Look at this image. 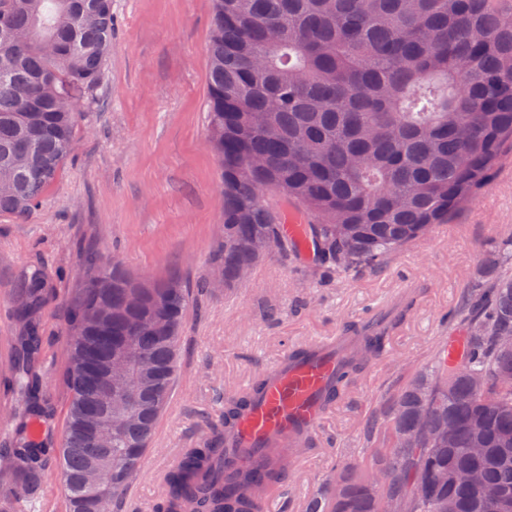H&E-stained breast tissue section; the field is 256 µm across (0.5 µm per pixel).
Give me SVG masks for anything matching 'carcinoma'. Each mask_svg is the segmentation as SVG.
Segmentation results:
<instances>
[{"label":"carcinoma","mask_w":512,"mask_h":512,"mask_svg":"<svg viewBox=\"0 0 512 512\" xmlns=\"http://www.w3.org/2000/svg\"><path fill=\"white\" fill-rule=\"evenodd\" d=\"M112 43V0H0V215L25 220L74 149ZM207 125L224 185V287L265 256L300 254L283 234L304 215L315 260L377 265L484 188L512 147V0H214ZM32 271L16 289L21 327L11 379L24 411L0 448V507L38 512L33 478L48 452L41 312ZM194 290L147 284L115 259H90L70 303L58 383L68 393L60 442L69 512H118L169 402ZM462 349L392 401L387 444L307 512H497L512 497V279L469 305ZM392 321L353 330L336 377L348 389L385 344ZM112 364V435L91 413ZM465 363L481 383L455 374ZM224 405V430L188 448L167 478L162 512H261L264 485L288 455L261 454L224 473V439L261 391ZM478 469L476 487L441 479ZM453 510H448V504Z\"/></svg>","instance_id":"cac0c4a2"}]
</instances>
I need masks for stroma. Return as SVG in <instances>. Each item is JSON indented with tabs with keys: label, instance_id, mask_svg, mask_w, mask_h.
Returning a JSON list of instances; mask_svg holds the SVG:
<instances>
[{
	"label": "stroma",
	"instance_id": "35a3bbf8",
	"mask_svg": "<svg viewBox=\"0 0 512 512\" xmlns=\"http://www.w3.org/2000/svg\"><path fill=\"white\" fill-rule=\"evenodd\" d=\"M213 0H112L104 79L75 131V148L24 221L0 215V418L19 408L6 363L18 327L13 297L31 268L43 271L42 372L54 403L48 441L57 445L68 395L57 383L67 303L90 256H111L135 276L218 278L224 195L208 143V45ZM512 277V153L447 223L380 266L349 271L300 256L265 257L251 277L196 295L188 308L173 394L122 512H160L157 474L224 424V403L299 347L348 334L397 304L384 353L340 395L294 464L286 491L264 512H302L337 469L369 466L396 393L430 368L491 276Z\"/></svg>",
	"mask_w": 512,
	"mask_h": 512
}]
</instances>
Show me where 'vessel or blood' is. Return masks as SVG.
<instances>
[{"label": "vessel or blood", "instance_id": "vessel-or-blood-1", "mask_svg": "<svg viewBox=\"0 0 512 512\" xmlns=\"http://www.w3.org/2000/svg\"><path fill=\"white\" fill-rule=\"evenodd\" d=\"M350 344L347 337L319 341L306 356L279 362L266 374L262 392L235 424L231 444L237 460L259 451L270 438L287 447L296 434L319 426L331 407L328 396L340 357Z\"/></svg>", "mask_w": 512, "mask_h": 512}]
</instances>
